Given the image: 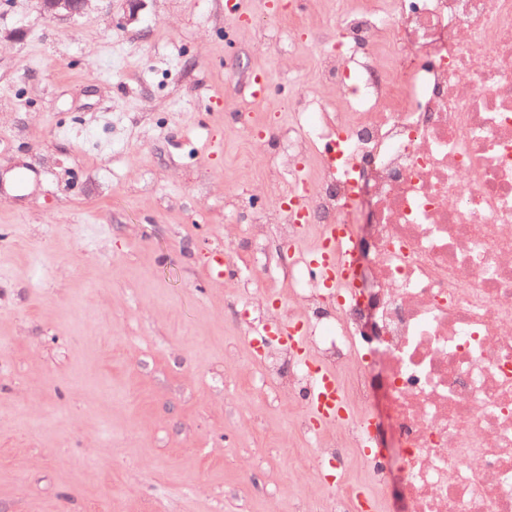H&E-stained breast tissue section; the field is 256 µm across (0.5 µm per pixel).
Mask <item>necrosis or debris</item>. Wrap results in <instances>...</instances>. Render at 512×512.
<instances>
[{"mask_svg": "<svg viewBox=\"0 0 512 512\" xmlns=\"http://www.w3.org/2000/svg\"><path fill=\"white\" fill-rule=\"evenodd\" d=\"M322 74L342 107L267 137L354 275L328 291L295 252L288 310L355 414L385 374L407 512H512V0H365ZM294 355L263 354L278 390L313 383Z\"/></svg>", "mask_w": 512, "mask_h": 512, "instance_id": "1", "label": "necrosis or debris"}]
</instances>
